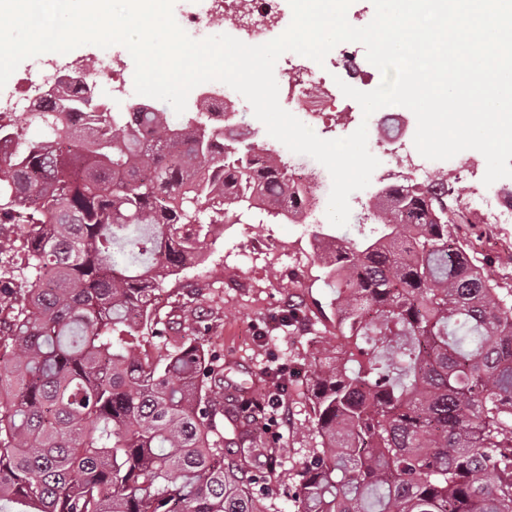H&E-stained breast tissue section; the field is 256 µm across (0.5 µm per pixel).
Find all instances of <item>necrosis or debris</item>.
<instances>
[{
    "label": "necrosis or debris",
    "mask_w": 512,
    "mask_h": 512,
    "mask_svg": "<svg viewBox=\"0 0 512 512\" xmlns=\"http://www.w3.org/2000/svg\"><path fill=\"white\" fill-rule=\"evenodd\" d=\"M288 0H210L205 11H185L175 18L192 39L202 40L218 31L249 45H258L281 36L288 28ZM355 43H342L329 66L293 52L285 53L280 74L287 83L283 99L285 110L319 133H326L327 122L337 110L338 96L333 87L334 70L358 66ZM75 84L90 92H123L127 80L119 55L102 54L93 66H81L74 72ZM63 85L56 74L31 71L14 86L8 102L0 104V125L15 123L33 104L62 94ZM377 142L395 141L396 154L407 165L413 182L428 183L434 161L422 157L412 140L406 139L402 126L378 128Z\"/></svg>",
    "instance_id": "4bbe7bcc"
}]
</instances>
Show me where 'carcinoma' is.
Segmentation results:
<instances>
[{"label":"carcinoma","instance_id":"carcinoma-1","mask_svg":"<svg viewBox=\"0 0 512 512\" xmlns=\"http://www.w3.org/2000/svg\"><path fill=\"white\" fill-rule=\"evenodd\" d=\"M103 106L55 97L0 126V222H27L0 287V512H278L270 412L224 394V358L156 300L221 226L306 199L247 129ZM369 219L358 241L312 234L340 342L308 382L298 512H512V288L460 241L441 181L391 187Z\"/></svg>","mask_w":512,"mask_h":512}]
</instances>
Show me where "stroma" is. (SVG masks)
<instances>
[{
	"instance_id": "obj_1",
	"label": "stroma",
	"mask_w": 512,
	"mask_h": 512,
	"mask_svg": "<svg viewBox=\"0 0 512 512\" xmlns=\"http://www.w3.org/2000/svg\"><path fill=\"white\" fill-rule=\"evenodd\" d=\"M485 172L484 156L473 150L466 152L462 166L442 167L440 174L460 201L471 191L483 190ZM310 232L307 224L229 225L208 246L205 262L168 283L158 303L159 316L174 323L184 321V309L193 310L189 332L223 356L226 378L256 389L280 369L292 380L290 396L266 436L278 457L273 484L279 491V512H296L288 497L291 474L318 442L306 379L337 343L332 294L320 279L318 255L308 247ZM459 235L499 282L512 285V224H466ZM296 255L306 260L299 271L292 261ZM294 301L308 311L300 330L282 320Z\"/></svg>"
}]
</instances>
